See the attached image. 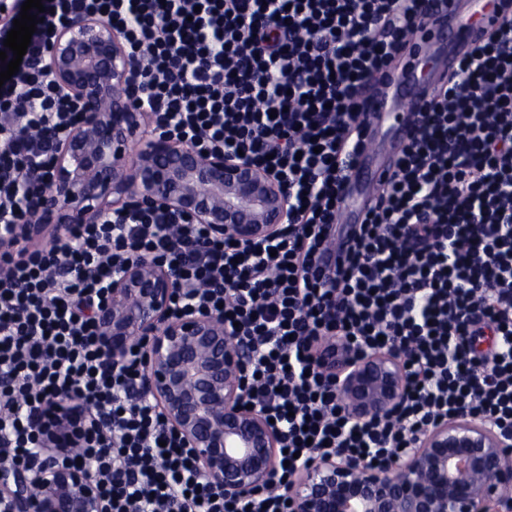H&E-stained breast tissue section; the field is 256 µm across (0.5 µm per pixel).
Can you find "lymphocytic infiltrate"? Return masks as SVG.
<instances>
[{
    "instance_id": "f902f5d3",
    "label": "lymphocytic infiltrate",
    "mask_w": 512,
    "mask_h": 512,
    "mask_svg": "<svg viewBox=\"0 0 512 512\" xmlns=\"http://www.w3.org/2000/svg\"><path fill=\"white\" fill-rule=\"evenodd\" d=\"M18 72L0 85V227L23 224L78 119L37 58L92 14L143 64L138 108L200 151L242 154L290 188V220L243 248L163 214H104L57 246L0 251V456L42 458L39 414L91 408L82 458L111 512H290L279 488L319 456L385 463L464 411L512 433V0L500 24L416 114L362 224L337 240V202L366 144L368 84L395 70L426 0H43ZM175 267L172 314L222 309L245 344V396L280 433L271 491L225 498L153 399L142 355L107 364L89 316L132 257ZM404 350L396 418L351 421L316 362L330 338Z\"/></svg>"
}]
</instances>
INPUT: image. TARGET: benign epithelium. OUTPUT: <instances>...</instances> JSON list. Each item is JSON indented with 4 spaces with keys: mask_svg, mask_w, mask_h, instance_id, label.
<instances>
[{
    "mask_svg": "<svg viewBox=\"0 0 512 512\" xmlns=\"http://www.w3.org/2000/svg\"><path fill=\"white\" fill-rule=\"evenodd\" d=\"M40 64L81 117L58 143L50 188L30 222L1 233V250L54 246L64 226L94 224L116 210L185 215L211 237L242 246L288 223L289 189L271 171L153 130V113L132 105L141 63L108 23L73 16ZM179 285L157 260L126 262L93 306L103 351L118 367L133 344L146 343L139 389L203 477L228 498L246 497L270 484L280 436L259 408L244 404L247 349L224 330V314L190 308L172 316ZM403 359L393 347L350 358L336 339L318 355L355 421L397 412L406 395ZM90 416L68 396L52 401L40 426L45 457L24 468L0 464V512H110L89 466L77 464ZM511 447L512 436L458 412L403 456L380 465L320 456L282 492L293 512H512Z\"/></svg>",
    "mask_w": 512,
    "mask_h": 512,
    "instance_id": "7a95c632",
    "label": "benign epithelium"
}]
</instances>
